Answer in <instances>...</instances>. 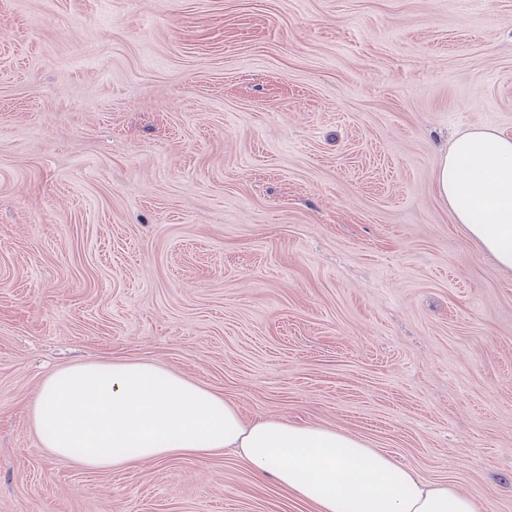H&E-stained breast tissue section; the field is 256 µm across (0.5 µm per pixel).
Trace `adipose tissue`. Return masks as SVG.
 Listing matches in <instances>:
<instances>
[{
  "instance_id": "adipose-tissue-1",
  "label": "adipose tissue",
  "mask_w": 512,
  "mask_h": 512,
  "mask_svg": "<svg viewBox=\"0 0 512 512\" xmlns=\"http://www.w3.org/2000/svg\"><path fill=\"white\" fill-rule=\"evenodd\" d=\"M456 223L512 274V137L459 135L437 166ZM41 445L91 471L236 452L260 478L316 512H479L472 496L431 482L362 440L272 419L245 423L223 396L151 362L87 361L49 375L30 407Z\"/></svg>"
}]
</instances>
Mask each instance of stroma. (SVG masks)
Here are the masks:
<instances>
[{
    "label": "stroma",
    "instance_id": "1",
    "mask_svg": "<svg viewBox=\"0 0 512 512\" xmlns=\"http://www.w3.org/2000/svg\"><path fill=\"white\" fill-rule=\"evenodd\" d=\"M475 127L512 0H0V512H314L46 452L43 380L118 358L512 512V275L436 186Z\"/></svg>",
    "mask_w": 512,
    "mask_h": 512
}]
</instances>
